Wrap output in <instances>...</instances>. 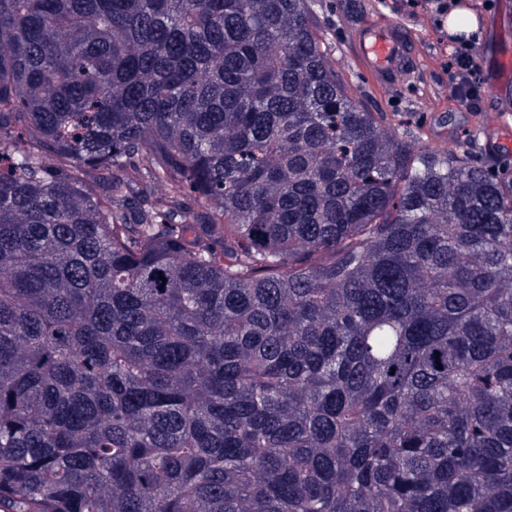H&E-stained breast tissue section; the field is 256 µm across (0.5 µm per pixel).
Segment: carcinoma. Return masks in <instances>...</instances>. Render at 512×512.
<instances>
[{
	"instance_id": "1",
	"label": "carcinoma",
	"mask_w": 512,
	"mask_h": 512,
	"mask_svg": "<svg viewBox=\"0 0 512 512\" xmlns=\"http://www.w3.org/2000/svg\"><path fill=\"white\" fill-rule=\"evenodd\" d=\"M312 4L0 0V512H512V181Z\"/></svg>"
}]
</instances>
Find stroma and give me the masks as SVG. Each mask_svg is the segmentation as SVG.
Listing matches in <instances>:
<instances>
[{
	"label": "stroma",
	"instance_id": "35a3bbf8",
	"mask_svg": "<svg viewBox=\"0 0 512 512\" xmlns=\"http://www.w3.org/2000/svg\"><path fill=\"white\" fill-rule=\"evenodd\" d=\"M348 5V0H318L314 21L349 90L359 92L372 111L385 113L397 136H412L425 148L430 147L435 135L457 139L491 170L512 179V155L486 151L484 138L473 125L478 112L495 110V97L484 95L473 111L460 104L449 85L448 17L436 13L435 0H362L360 10L354 13L348 12ZM458 8L477 25L482 70H489L496 51L512 53V0H493L489 8L483 7L482 0H460ZM376 15L399 22L415 33L421 71L414 82L392 90L375 89L348 59L346 29Z\"/></svg>",
	"mask_w": 512,
	"mask_h": 512
}]
</instances>
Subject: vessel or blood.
Instances as JSON below:
<instances>
[{"label":"vessel or blood","mask_w":512,"mask_h":512,"mask_svg":"<svg viewBox=\"0 0 512 512\" xmlns=\"http://www.w3.org/2000/svg\"><path fill=\"white\" fill-rule=\"evenodd\" d=\"M347 43L352 61L375 86L393 89L413 74L418 58L414 33L394 21L369 19L349 27ZM476 125L487 145L512 149V123L504 113L479 115Z\"/></svg>","instance_id":"1"}]
</instances>
